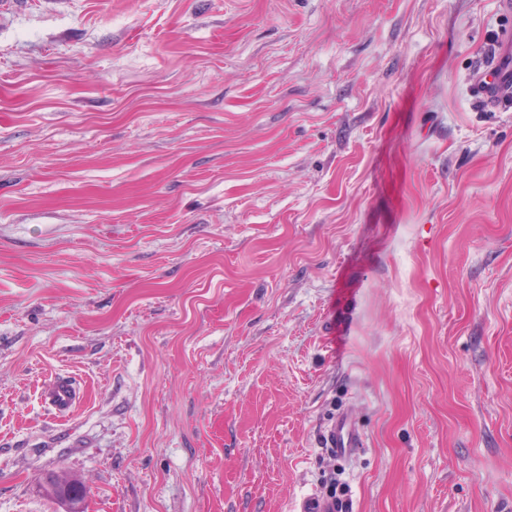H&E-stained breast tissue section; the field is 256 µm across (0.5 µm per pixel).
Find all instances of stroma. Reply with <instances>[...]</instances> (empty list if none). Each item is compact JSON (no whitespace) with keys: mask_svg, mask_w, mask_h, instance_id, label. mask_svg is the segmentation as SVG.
Segmentation results:
<instances>
[{"mask_svg":"<svg viewBox=\"0 0 512 512\" xmlns=\"http://www.w3.org/2000/svg\"><path fill=\"white\" fill-rule=\"evenodd\" d=\"M497 0H13L0 512H512ZM64 378L65 415L43 400ZM348 413L368 446L338 462ZM500 38L502 45L495 47L489 63L474 71L469 84L472 96L491 112L506 111L512 105V29ZM346 495V490L342 489L337 496L336 490V481L330 483V488L328 491V498L334 500L338 505V510L335 508V505L332 501L327 500L320 496L310 495L304 498L301 503V512H343V508L345 510V502H343L341 496Z\"/></svg>","mask_w":512,"mask_h":512,"instance_id":"obj_1","label":"stroma"}]
</instances>
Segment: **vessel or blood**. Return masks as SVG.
<instances>
[{
    "mask_svg": "<svg viewBox=\"0 0 512 512\" xmlns=\"http://www.w3.org/2000/svg\"><path fill=\"white\" fill-rule=\"evenodd\" d=\"M470 90L485 110L501 112L512 109V29L502 33L501 44L495 48L490 62L474 71ZM47 398L55 409L64 411L75 403L76 392L67 381L59 380L50 387ZM326 441L341 459L355 455L366 446L365 436L344 412L333 419Z\"/></svg>",
    "mask_w": 512,
    "mask_h": 512,
    "instance_id": "b4317fda",
    "label": "vessel or blood"
}]
</instances>
